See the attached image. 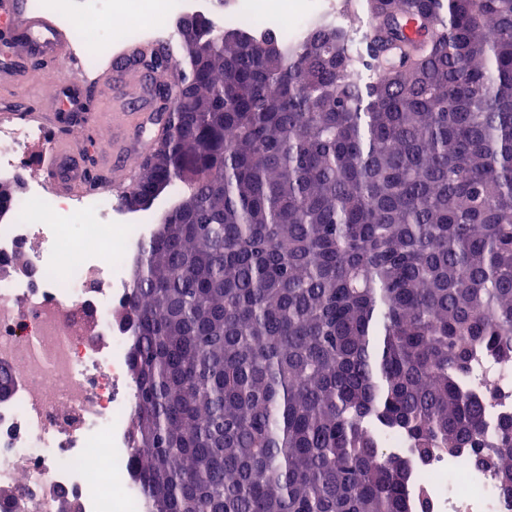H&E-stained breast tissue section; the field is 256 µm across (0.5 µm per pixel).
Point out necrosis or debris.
I'll use <instances>...</instances> for the list:
<instances>
[{"label": "necrosis or debris", "mask_w": 512, "mask_h": 512, "mask_svg": "<svg viewBox=\"0 0 512 512\" xmlns=\"http://www.w3.org/2000/svg\"><path fill=\"white\" fill-rule=\"evenodd\" d=\"M40 14L68 26L82 17V41L95 67L109 38L100 25L111 13L130 40L143 38L155 15L199 9L218 26L237 25L300 43L331 21L345 28L334 0H31ZM44 130L25 123L0 126V177L23 180L22 198L0 224V259L23 252L31 276L0 280V365L14 391L0 401V488L14 490L0 512H56L60 495L81 512H152L129 467L130 424L136 402L129 351L133 326L112 319L134 288L128 274L148 233L111 195L94 190L71 196L49 191L27 176L23 146ZM417 512H500L493 473L476 470L468 454L438 452L412 460Z\"/></svg>", "instance_id": "4bbe7bcc"}]
</instances>
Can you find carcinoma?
I'll list each match as a JSON object with an SVG mask.
<instances>
[{
  "label": "carcinoma",
  "mask_w": 512,
  "mask_h": 512,
  "mask_svg": "<svg viewBox=\"0 0 512 512\" xmlns=\"http://www.w3.org/2000/svg\"><path fill=\"white\" fill-rule=\"evenodd\" d=\"M370 63L183 38L185 109L134 190L130 466L154 512H413V457L471 453L512 512V0H368ZM173 57L149 50L141 65ZM483 373L488 383L494 385L497 390L496 403L493 410V421L490 423V431L493 432L495 419L501 415L512 414V370L502 369L490 360L482 361Z\"/></svg>",
  "instance_id": "cac0c4a2"
}]
</instances>
